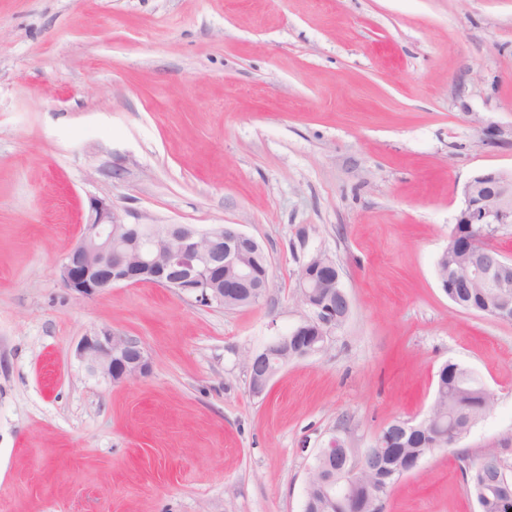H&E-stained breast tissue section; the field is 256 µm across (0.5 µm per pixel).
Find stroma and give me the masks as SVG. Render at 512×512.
Masks as SVG:
<instances>
[{"label":"stroma","instance_id":"35a3bbf8","mask_svg":"<svg viewBox=\"0 0 512 512\" xmlns=\"http://www.w3.org/2000/svg\"><path fill=\"white\" fill-rule=\"evenodd\" d=\"M490 169L512 170V0H0V512H302L318 448L419 421L448 362L491 406L383 512H478L459 457L512 467V323L455 306L436 262ZM95 198L240 225L265 297L73 294L59 267ZM318 251L351 313L254 394L246 355L303 321ZM102 327L146 376L88 374ZM77 358L90 375L111 383H120L149 372L147 350L136 340L101 328L82 338Z\"/></svg>","mask_w":512,"mask_h":512}]
</instances>
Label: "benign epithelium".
Segmentation results:
<instances>
[{
  "instance_id": "7a95c632",
  "label": "benign epithelium",
  "mask_w": 512,
  "mask_h": 512,
  "mask_svg": "<svg viewBox=\"0 0 512 512\" xmlns=\"http://www.w3.org/2000/svg\"><path fill=\"white\" fill-rule=\"evenodd\" d=\"M461 224H478L479 232H453L450 243L463 252L461 274L448 278L450 288H493L487 312L512 323V258L494 245L500 226L512 224V171L483 170L462 190ZM91 215L77 245L59 268L65 288L85 298L95 297L118 284L156 283L193 293L200 302L224 305V291L232 292L252 278L246 256L256 239L236 224L202 230L186 224H126L112 205L102 199L90 203ZM316 265H303L299 273V301L307 302L313 288H329L319 311L306 322L327 339L343 319L336 302L350 309L335 260L316 254ZM77 358L90 375L120 383L149 372L147 350L136 340L101 328L82 338ZM318 454L341 459L346 467L336 494L353 489L352 476L362 471L365 457L353 453L344 439L332 436Z\"/></svg>"
}]
</instances>
